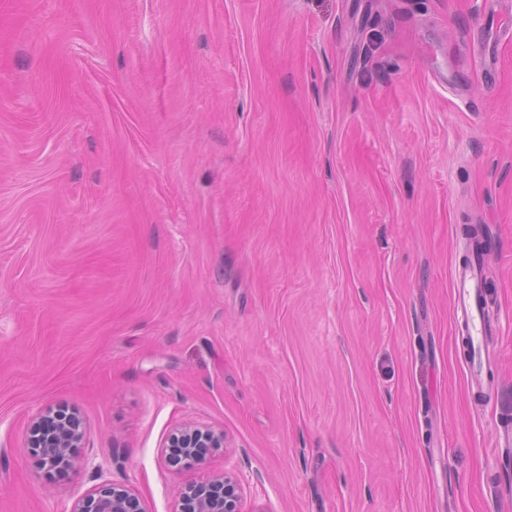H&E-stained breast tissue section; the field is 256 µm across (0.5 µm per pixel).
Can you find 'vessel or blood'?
Returning <instances> with one entry per match:
<instances>
[{
    "instance_id": "vessel-or-blood-1",
    "label": "vessel or blood",
    "mask_w": 512,
    "mask_h": 512,
    "mask_svg": "<svg viewBox=\"0 0 512 512\" xmlns=\"http://www.w3.org/2000/svg\"><path fill=\"white\" fill-rule=\"evenodd\" d=\"M484 256L474 254L470 263L453 271L454 308L470 343L480 345L485 340L487 311L484 303Z\"/></svg>"
}]
</instances>
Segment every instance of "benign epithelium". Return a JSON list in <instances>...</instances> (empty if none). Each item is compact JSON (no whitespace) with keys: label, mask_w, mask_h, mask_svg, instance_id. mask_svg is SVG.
I'll return each mask as SVG.
<instances>
[{"label":"benign epithelium","mask_w":512,"mask_h":512,"mask_svg":"<svg viewBox=\"0 0 512 512\" xmlns=\"http://www.w3.org/2000/svg\"><path fill=\"white\" fill-rule=\"evenodd\" d=\"M86 427L75 411L45 407L32 417L26 447L38 469L49 477L90 464L81 455ZM224 447V431L196 423L175 428L164 445L165 464L174 471L194 468ZM243 483L233 468L184 486L173 512H243ZM70 512H149L145 501L129 486L102 477L92 491L77 497Z\"/></svg>","instance_id":"1"}]
</instances>
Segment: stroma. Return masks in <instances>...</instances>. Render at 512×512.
<instances>
[{
  "instance_id": "obj_1",
  "label": "stroma",
  "mask_w": 512,
  "mask_h": 512,
  "mask_svg": "<svg viewBox=\"0 0 512 512\" xmlns=\"http://www.w3.org/2000/svg\"><path fill=\"white\" fill-rule=\"evenodd\" d=\"M484 227L494 390L451 275ZM77 408L55 478L31 417ZM185 422L223 430L168 471ZM512 0H0V512H502ZM86 435L85 423L77 412L45 407L31 419L26 447L38 469L55 477L91 463L80 453ZM243 483L234 468L184 486L173 512H244ZM102 482L77 497L69 512H149L145 501L129 486L114 482L100 471Z\"/></svg>"
}]
</instances>
